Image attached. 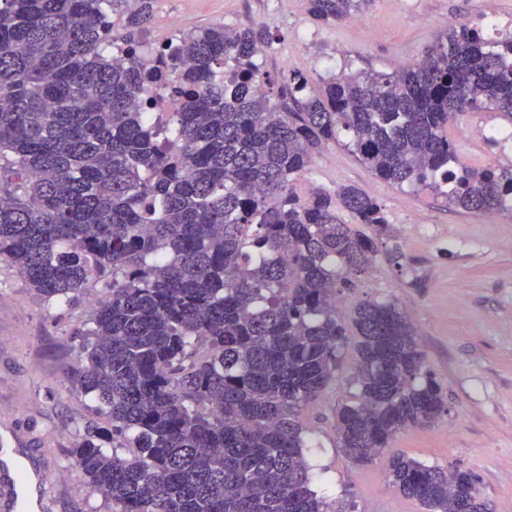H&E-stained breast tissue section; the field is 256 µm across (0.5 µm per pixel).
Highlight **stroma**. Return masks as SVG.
<instances>
[{
	"label": "stroma",
	"instance_id": "stroma-1",
	"mask_svg": "<svg viewBox=\"0 0 512 512\" xmlns=\"http://www.w3.org/2000/svg\"><path fill=\"white\" fill-rule=\"evenodd\" d=\"M155 21L144 34L160 45L174 35L212 23L264 26L274 41L261 57L274 78L303 71L320 78L353 64L387 69L412 61L446 23L495 18L512 22V0H371L360 19L316 25L307 0H154ZM175 19L161 28L159 17ZM512 126L498 112H473L449 123L458 160L484 164L494 151L512 162V144L494 149L483 134ZM353 184L383 204L397 230L400 262L376 257L343 293L339 315L350 319L367 300H396L419 333L426 366L439 382L447 413L435 425L401 430L389 453L372 464L352 463L336 443L334 410L356 390V359L342 357L336 378L302 411L307 461L315 489L333 512H423L387 477L390 452L427 464L472 472L494 512L512 503V213L449 209L430 192L401 189L376 177L345 148L317 153L295 190L307 196L321 186ZM87 320L84 302L48 304L0 263V426L13 427L52 479L53 512H112L87 479L71 469L67 451L92 417L91 396L69 381L82 352L76 331Z\"/></svg>",
	"mask_w": 512,
	"mask_h": 512
}]
</instances>
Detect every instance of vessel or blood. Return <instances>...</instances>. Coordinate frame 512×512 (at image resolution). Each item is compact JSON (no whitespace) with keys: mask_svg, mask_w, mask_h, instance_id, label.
<instances>
[{"mask_svg":"<svg viewBox=\"0 0 512 512\" xmlns=\"http://www.w3.org/2000/svg\"><path fill=\"white\" fill-rule=\"evenodd\" d=\"M49 473L22 448L19 437L0 430V512H49Z\"/></svg>","mask_w":512,"mask_h":512,"instance_id":"obj_1","label":"vessel or blood"}]
</instances>
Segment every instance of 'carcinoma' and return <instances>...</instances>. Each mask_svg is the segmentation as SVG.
Returning <instances> with one entry per match:
<instances>
[{"label": "carcinoma", "mask_w": 512, "mask_h": 512, "mask_svg": "<svg viewBox=\"0 0 512 512\" xmlns=\"http://www.w3.org/2000/svg\"><path fill=\"white\" fill-rule=\"evenodd\" d=\"M153 2L0 0V261L47 303L107 290L70 380L108 427L89 424L69 464L115 512H329L300 414L348 347L357 392L336 437L355 463L446 403L396 302L338 314L377 241L402 256L380 202L352 184L302 198L295 181L337 144L450 208L512 212V164L462 166L448 141L458 115L512 116V35L451 24L412 62L315 88L261 71L263 27L211 24L143 54ZM369 2L307 11L328 24ZM147 83L170 91L164 122ZM388 474L426 512H491L469 471L398 454Z\"/></svg>", "instance_id": "obj_1"}]
</instances>
